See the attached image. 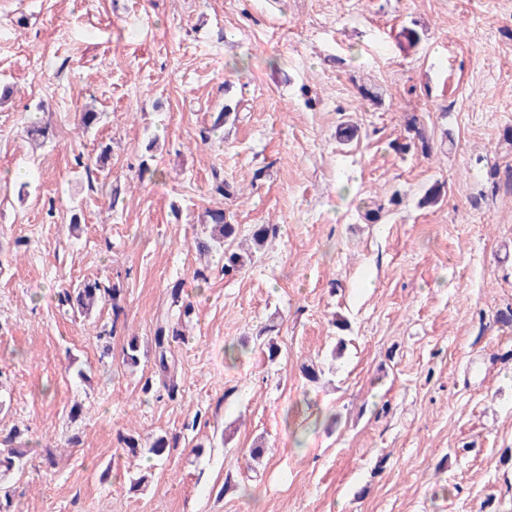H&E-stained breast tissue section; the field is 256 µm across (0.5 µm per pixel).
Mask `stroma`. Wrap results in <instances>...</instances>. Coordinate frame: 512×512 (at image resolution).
<instances>
[{"label":"stroma","instance_id":"1","mask_svg":"<svg viewBox=\"0 0 512 512\" xmlns=\"http://www.w3.org/2000/svg\"><path fill=\"white\" fill-rule=\"evenodd\" d=\"M4 86L17 512H512V0H0ZM215 207L241 241L278 227L232 276L194 246ZM94 278L120 313L66 312ZM176 283L196 314L171 393L154 331Z\"/></svg>","mask_w":512,"mask_h":512}]
</instances>
